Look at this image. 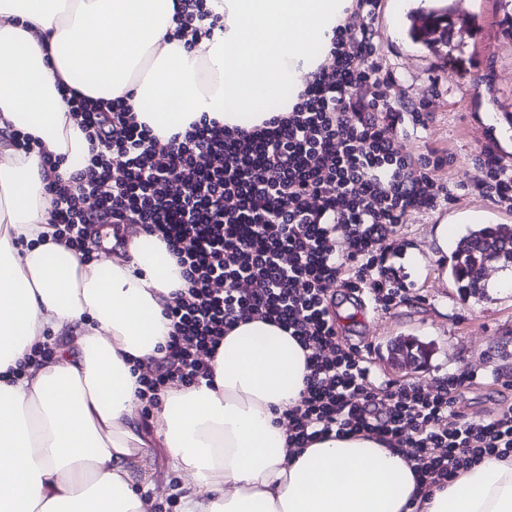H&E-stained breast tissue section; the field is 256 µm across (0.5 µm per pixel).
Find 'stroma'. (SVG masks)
Listing matches in <instances>:
<instances>
[{
	"label": "stroma",
	"instance_id": "stroma-1",
	"mask_svg": "<svg viewBox=\"0 0 512 512\" xmlns=\"http://www.w3.org/2000/svg\"><path fill=\"white\" fill-rule=\"evenodd\" d=\"M453 6L455 50L449 55L394 32L391 0H381L378 49L385 72L395 78L385 90L392 95L408 89L412 102L428 106L426 128L408 134L402 145L413 155L432 147L446 150L450 163L435 176L453 194L438 210L412 214L401 229L394 263L404 276V303L385 313L369 302L363 321L338 322L343 338L356 344L377 380L419 379L435 388L452 374L476 375V383L460 396L458 414L448 417L452 424L486 419L512 404V390L502 386L512 380V291L495 288L500 273L491 267L484 276L490 285L487 299L465 297L447 274L448 255L438 234L445 224L464 235L469 224L486 215L512 225V210L477 190L485 177L484 153L512 167V17L501 0H453ZM401 336L433 345L425 370L407 372L392 364L387 349ZM134 424L148 445L146 461L158 488L149 512H181L180 480L152 416L137 411Z\"/></svg>",
	"mask_w": 512,
	"mask_h": 512
}]
</instances>
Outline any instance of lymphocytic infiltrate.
I'll list each match as a JSON object with an SVG mask.
<instances>
[{"mask_svg": "<svg viewBox=\"0 0 512 512\" xmlns=\"http://www.w3.org/2000/svg\"><path fill=\"white\" fill-rule=\"evenodd\" d=\"M380 6L354 0L334 30L332 69L317 73L290 111L249 130L203 118L162 139L122 98L71 96L90 158L50 181L49 224L54 241L79 252L91 225L108 224L114 253L125 255L145 232L176 258L184 285L159 297L170 340L162 356L136 366L148 405L174 386L213 384L225 336L246 321L268 322L299 342L309 370L299 402L278 419L289 447L371 438L404 451L427 489L482 458H511L512 406L449 425L474 375L450 376L435 391L419 380L376 383L327 306L337 289L364 285L381 311L403 302L390 263L398 231L451 195L432 175L446 157L403 151L408 128L426 125L425 104L379 89ZM175 22L178 40L224 27L207 0H175ZM364 86L371 95H359Z\"/></svg>", "mask_w": 512, "mask_h": 512, "instance_id": "1", "label": "lymphocytic infiltrate"}]
</instances>
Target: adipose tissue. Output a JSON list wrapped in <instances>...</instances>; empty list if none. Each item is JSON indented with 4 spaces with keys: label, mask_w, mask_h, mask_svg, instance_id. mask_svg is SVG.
Returning <instances> with one entry per match:
<instances>
[{
    "label": "adipose tissue",
    "mask_w": 512,
    "mask_h": 512,
    "mask_svg": "<svg viewBox=\"0 0 512 512\" xmlns=\"http://www.w3.org/2000/svg\"><path fill=\"white\" fill-rule=\"evenodd\" d=\"M224 27L193 48L173 39L174 0H0V130H18L84 167L89 143L61 87L128 97L166 138L201 116L250 128L289 111L328 59L352 0H210ZM37 153L0 141V512H146L133 476L134 362L170 325L159 297L180 269L156 236L84 262L48 225ZM77 347L13 369L49 336ZM214 383L164 392L156 433L182 474V512H512V459L488 458L423 494L403 453L360 437L292 453L277 419L305 387L306 353L276 325L225 336Z\"/></svg>",
    "instance_id": "ef3b65f1"
}]
</instances>
